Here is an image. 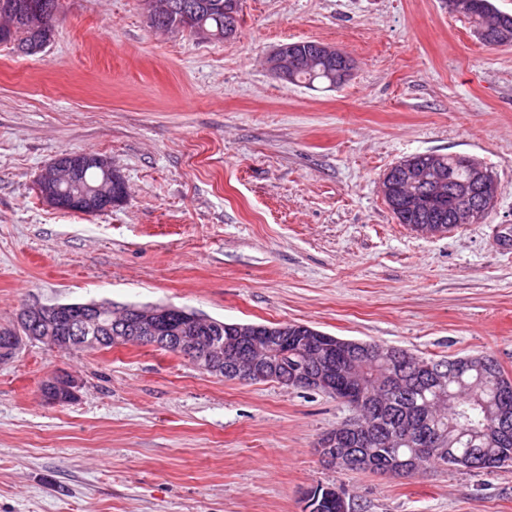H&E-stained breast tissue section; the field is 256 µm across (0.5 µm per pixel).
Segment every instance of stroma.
<instances>
[{"label":"stroma","instance_id":"stroma-1","mask_svg":"<svg viewBox=\"0 0 512 512\" xmlns=\"http://www.w3.org/2000/svg\"><path fill=\"white\" fill-rule=\"evenodd\" d=\"M329 43L349 80L270 74L281 44ZM109 158L127 196L96 215L39 190L62 154ZM480 161L478 223L430 236L379 184L414 153ZM512 46L448 0H242L227 40L151 27L141 0H61L27 56L0 44V332L23 305H174L306 324L422 357L489 354L512 375ZM75 374L76 401L43 381ZM336 397L227 381L145 346L0 361V512H304L340 486L355 512H512V468L341 474L320 438ZM52 388L42 393L47 404L59 405L60 401H73L78 397L80 381L72 374L59 371L49 378ZM66 404L62 402L60 405Z\"/></svg>","mask_w":512,"mask_h":512}]
</instances>
